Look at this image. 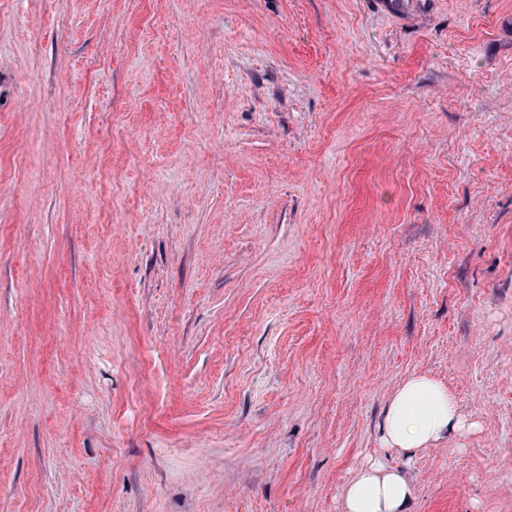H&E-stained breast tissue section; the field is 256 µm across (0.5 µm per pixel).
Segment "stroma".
Instances as JSON below:
<instances>
[{"label":"stroma","instance_id":"1","mask_svg":"<svg viewBox=\"0 0 512 512\" xmlns=\"http://www.w3.org/2000/svg\"><path fill=\"white\" fill-rule=\"evenodd\" d=\"M0 0V512H341L398 385L512 512V0ZM380 428L385 447L410 461L418 451L473 433L480 424L461 412L447 386L413 374L389 397Z\"/></svg>","mask_w":512,"mask_h":512}]
</instances>
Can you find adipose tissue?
I'll return each mask as SVG.
<instances>
[{
  "mask_svg": "<svg viewBox=\"0 0 512 512\" xmlns=\"http://www.w3.org/2000/svg\"><path fill=\"white\" fill-rule=\"evenodd\" d=\"M441 382L425 374L405 378L389 397L381 422L382 442L405 460L442 441L479 430ZM413 484L407 469L374 461L345 483L342 512H409Z\"/></svg>",
  "mask_w": 512,
  "mask_h": 512,
  "instance_id": "ef3b65f1",
  "label": "adipose tissue"
}]
</instances>
